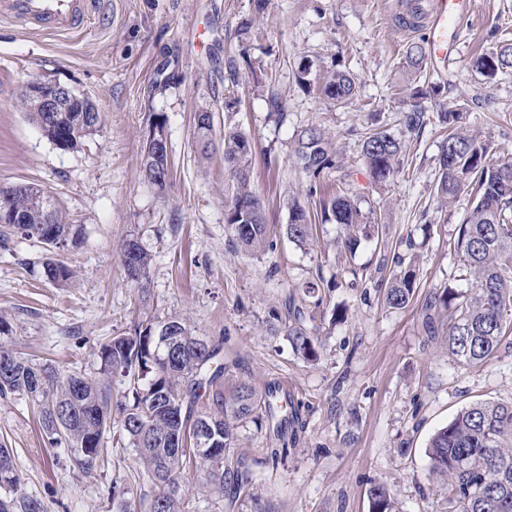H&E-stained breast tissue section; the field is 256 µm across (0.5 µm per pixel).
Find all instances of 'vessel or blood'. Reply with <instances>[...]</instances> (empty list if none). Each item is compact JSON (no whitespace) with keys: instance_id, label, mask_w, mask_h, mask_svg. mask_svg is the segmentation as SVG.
Here are the masks:
<instances>
[{"instance_id":"vessel-or-blood-1","label":"vessel or blood","mask_w":512,"mask_h":512,"mask_svg":"<svg viewBox=\"0 0 512 512\" xmlns=\"http://www.w3.org/2000/svg\"><path fill=\"white\" fill-rule=\"evenodd\" d=\"M103 0H0V23L49 34L90 31L100 20ZM473 0H427V51L435 61L450 58L456 42L450 30Z\"/></svg>"}]
</instances>
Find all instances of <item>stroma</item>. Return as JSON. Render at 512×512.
Returning a JSON list of instances; mask_svg holds the SVG:
<instances>
[{"label": "stroma", "instance_id": "1", "mask_svg": "<svg viewBox=\"0 0 512 512\" xmlns=\"http://www.w3.org/2000/svg\"><path fill=\"white\" fill-rule=\"evenodd\" d=\"M406 10L403 0H267L261 12L254 0H107L104 23L86 34L0 27V186L40 184L82 227L81 244L66 250L17 235L0 246V318L8 325L0 345L91 375L101 344L138 317H178L222 347L225 392L243 382L260 394L275 385L298 408L283 443L267 422L237 426L229 457L255 477L237 503L184 469L186 512H369L376 483L389 488L398 512H448L447 480L429 471L430 438L474 402H512V336L477 365L448 352V314L437 299L466 286L450 244L473 200L464 192L445 208L435 190L438 114L454 104L468 103L470 129L512 155V72L489 82L471 68L491 30L512 33V0H474L446 74L423 63L420 86L443 92L418 99L402 62L426 35L403 30ZM303 63L311 66L307 86L296 80ZM334 68L357 83L341 104L320 92ZM35 77L72 86L97 106L100 126L80 149H58L29 122L20 94ZM274 96L284 121L272 113ZM415 108L429 115L418 132L403 122ZM199 111L213 116L206 160L194 149ZM158 112L173 167L162 192L140 170ZM371 124L403 143L399 172L381 184L360 155L358 134ZM309 125L336 139V165L317 179L292 157L295 133ZM228 126L254 146V184L274 240L256 255L235 245L224 222ZM338 191L356 195L362 213L383 225L384 247L345 253L341 227L321 221L312 246L288 239V201L312 211ZM129 238L152 256L143 289L124 274L120 245ZM49 257L76 270L67 287L44 278ZM398 257L417 280L407 306L392 309L383 294ZM293 304L305 312L315 360L288 340ZM1 444L12 450L17 495L40 500L46 512H144L160 491L134 449L110 436L93 470L76 468L22 395L0 396ZM282 444L286 455L268 461V449Z\"/></svg>", "mask_w": 512, "mask_h": 512}]
</instances>
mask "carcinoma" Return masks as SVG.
<instances>
[{"label": "carcinoma", "instance_id": "1", "mask_svg": "<svg viewBox=\"0 0 512 512\" xmlns=\"http://www.w3.org/2000/svg\"><path fill=\"white\" fill-rule=\"evenodd\" d=\"M426 55L427 49L420 45L406 52L404 64L412 79L420 77ZM471 67L488 80L511 71L512 40L497 39L472 60ZM321 92L342 103L355 95L356 83L347 72L334 70L325 77ZM22 106L43 136L58 143V127L48 124L37 103L24 99ZM86 109L93 116L69 129L64 149L77 148L96 131L99 112L89 99ZM466 112L463 103L438 113L439 122L448 130V149L438 157L436 193L448 207L467 187L475 194V204L453 241V252L466 270L470 288L461 292L448 288L441 296L448 309V351L470 365L494 357L504 336L512 333V157L493 156L491 146L465 126ZM223 143L224 171L231 191L225 204V224L232 240L251 254L271 249L274 244L265 205L252 181V142L240 130L228 127ZM195 144L200 156L207 157L213 145L212 116L195 122ZM359 145L373 182L385 183L399 171L402 143L391 134L384 130L361 132ZM292 152L301 168L315 178L335 165L333 140L320 126L297 131ZM156 166L165 178L156 184L162 191L171 178L170 151L157 158ZM12 191L11 207L24 223H1L3 240H9L8 232L16 231L50 247L79 244L80 226L61 204H56L51 219L44 217L42 185L22 184ZM320 211L325 220L344 229L341 245L350 252L379 234L378 225L368 222L353 195H332L320 201ZM285 231L298 246L307 245L312 238L311 217L295 202L288 204ZM121 255L135 262L134 270H125L128 280L138 288L145 287L151 255L132 239L124 241ZM395 266L400 271L388 280L385 296L390 307L400 309L412 297L417 272L411 266L402 267L399 257ZM42 268L45 279L60 288L75 276L69 265L54 258L46 259ZM304 322V311L293 308L288 340L293 349L312 360L316 351ZM167 325L176 326L182 345L158 359L157 332ZM219 353V347L201 342L186 322L176 317L163 322L143 318L134 324L133 332L102 344L94 378L65 374L50 363L0 348V358L12 362L9 373L0 375V394L19 393L31 400L52 445L71 449L74 465L89 471L97 465L103 439L112 429L109 378L115 373L127 377L131 401L118 405L120 434L129 438L146 472L162 486L148 512H186L178 497V476L186 467L201 470L206 484L221 492L237 495L252 484V473L243 463L236 462L232 470L225 466L235 423L257 414L275 423L283 434L297 415L294 401L281 397L274 387L258 396L251 386L241 383L230 396H224L219 389L224 376ZM202 420L213 425L218 437L215 450L203 456L196 453L192 442ZM174 433L184 440L178 454L171 443ZM90 435L96 437V444L87 452L83 441ZM426 454L430 471L448 478L449 501L455 503V512H512V402H480L462 409L431 437ZM18 481L11 453L0 445V489L12 490ZM369 500L372 512H395L390 491L381 483L371 486ZM8 502L9 510L0 508V512H44L43 504L33 498H10Z\"/></svg>", "mask_w": 512, "mask_h": 512}]
</instances>
